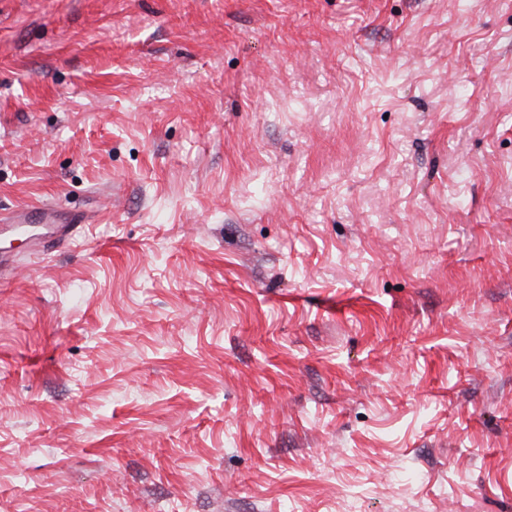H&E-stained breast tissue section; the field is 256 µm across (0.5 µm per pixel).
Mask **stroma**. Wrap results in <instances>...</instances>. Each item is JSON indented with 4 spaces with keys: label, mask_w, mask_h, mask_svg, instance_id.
I'll return each instance as SVG.
<instances>
[{
    "label": "stroma",
    "mask_w": 512,
    "mask_h": 512,
    "mask_svg": "<svg viewBox=\"0 0 512 512\" xmlns=\"http://www.w3.org/2000/svg\"><path fill=\"white\" fill-rule=\"evenodd\" d=\"M0 512H512V0H0ZM8 224V229L20 232L30 224H45L49 226V237L52 242L61 243L69 240L73 224H79L82 219L77 215L53 210L44 205L21 204L9 215L1 219Z\"/></svg>",
    "instance_id": "obj_1"
}]
</instances>
